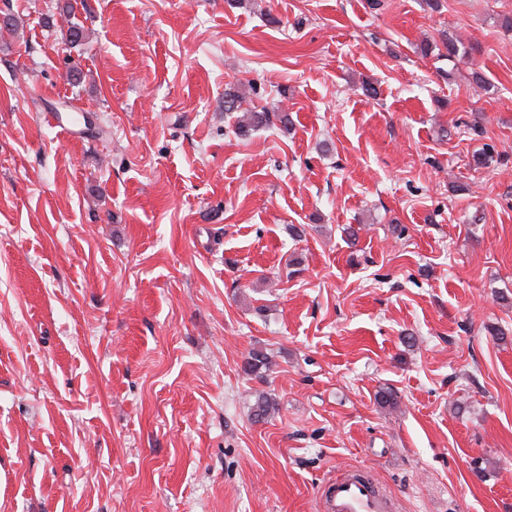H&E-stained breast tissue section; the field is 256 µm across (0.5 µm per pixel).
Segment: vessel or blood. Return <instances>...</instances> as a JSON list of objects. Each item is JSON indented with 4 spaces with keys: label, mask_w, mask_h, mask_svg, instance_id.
<instances>
[{
    "label": "vessel or blood",
    "mask_w": 512,
    "mask_h": 512,
    "mask_svg": "<svg viewBox=\"0 0 512 512\" xmlns=\"http://www.w3.org/2000/svg\"><path fill=\"white\" fill-rule=\"evenodd\" d=\"M322 512H394V502L365 473L346 470L326 486Z\"/></svg>",
    "instance_id": "b4317fda"
}]
</instances>
